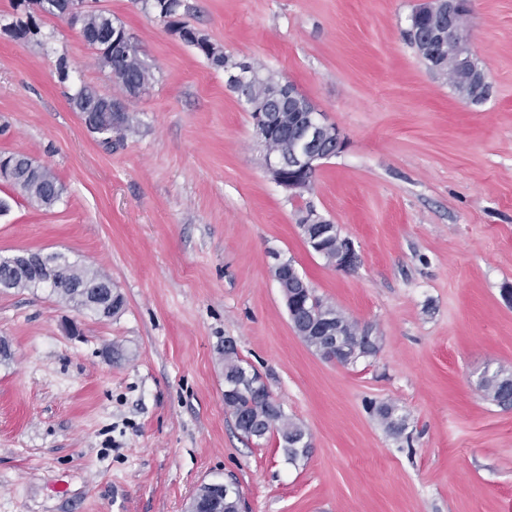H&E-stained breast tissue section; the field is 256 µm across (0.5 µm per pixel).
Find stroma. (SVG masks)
<instances>
[{
	"instance_id": "stroma-1",
	"label": "stroma",
	"mask_w": 512,
	"mask_h": 512,
	"mask_svg": "<svg viewBox=\"0 0 512 512\" xmlns=\"http://www.w3.org/2000/svg\"><path fill=\"white\" fill-rule=\"evenodd\" d=\"M420 2L183 0L189 27L288 78L345 137L292 199L223 70L142 0H89L152 75L135 96L67 18L13 40L0 0V153L63 187L34 207L0 181V257L60 253L124 298L102 318L46 287L0 288V512H186L216 482L237 483L246 512H512V409L477 385L512 372V0H472L464 22L490 85L477 104L410 45ZM84 85L124 99L132 128L91 132L70 103ZM308 206L353 242V270L307 245ZM278 258L372 327L377 354L343 366L310 350ZM228 339L306 430V458L236 429ZM381 402L409 439L378 422ZM375 414L387 432L396 437H402L407 429V416L400 414L399 409L392 403H381L375 407Z\"/></svg>"
}]
</instances>
